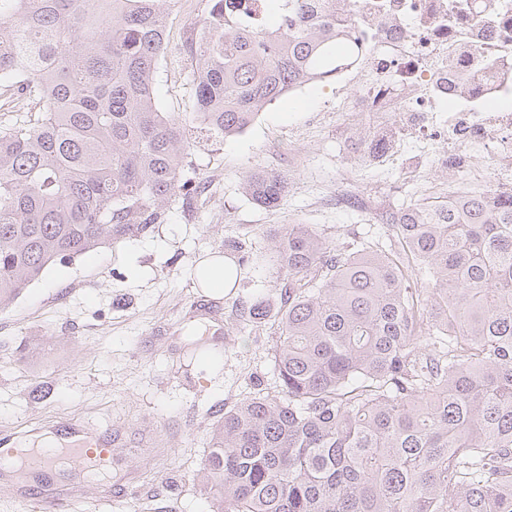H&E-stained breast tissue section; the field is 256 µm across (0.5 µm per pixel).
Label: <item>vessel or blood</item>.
<instances>
[{
	"mask_svg": "<svg viewBox=\"0 0 512 512\" xmlns=\"http://www.w3.org/2000/svg\"><path fill=\"white\" fill-rule=\"evenodd\" d=\"M191 314L211 319L212 335H223L224 323L215 303L198 300ZM52 431L56 435L54 444L33 448L16 447L12 436L1 434L0 469H10L22 486L32 481L47 483L63 473H87L110 463L122 445L118 432L73 419L57 423Z\"/></svg>",
	"mask_w": 512,
	"mask_h": 512,
	"instance_id": "vessel-or-blood-1",
	"label": "vessel or blood"
}]
</instances>
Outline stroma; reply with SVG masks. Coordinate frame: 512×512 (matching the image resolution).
Instances as JSON below:
<instances>
[{
    "label": "stroma",
    "mask_w": 512,
    "mask_h": 512,
    "mask_svg": "<svg viewBox=\"0 0 512 512\" xmlns=\"http://www.w3.org/2000/svg\"><path fill=\"white\" fill-rule=\"evenodd\" d=\"M194 22L171 15L155 78L160 110L183 118L192 110L183 45ZM357 93L314 81L227 140L189 124L198 177L190 203H172L167 222L147 236L48 266L0 309V431L25 438L34 426L74 417L121 431L127 446L116 476L85 479L62 512H125L131 503L139 512H215L200 471L211 435L226 408L274 379L272 329L239 315L256 296L277 303L286 281L269 232L324 224L340 245L373 213L427 201L428 186L448 185L446 171L429 162L403 172L352 160L337 128ZM254 169L288 174L277 207L246 194ZM354 186L365 203H337ZM231 238L245 241L251 261L239 285L215 297L224 333L208 336L203 360L193 340L206 327L189 317L208 294L196 270L222 259Z\"/></svg>",
    "instance_id": "obj_1"
}]
</instances>
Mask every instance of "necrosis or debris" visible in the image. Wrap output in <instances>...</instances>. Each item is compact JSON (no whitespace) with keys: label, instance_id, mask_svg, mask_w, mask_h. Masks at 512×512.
<instances>
[{"label":"necrosis or debris","instance_id":"4bbe7bcc","mask_svg":"<svg viewBox=\"0 0 512 512\" xmlns=\"http://www.w3.org/2000/svg\"><path fill=\"white\" fill-rule=\"evenodd\" d=\"M350 17L361 48L336 70V83L358 82L345 125L365 117L380 148L377 161L403 164L398 132L441 141L452 179H492L512 194V0H329ZM497 108H489V101ZM484 152L488 168L473 157Z\"/></svg>","mask_w":512,"mask_h":512}]
</instances>
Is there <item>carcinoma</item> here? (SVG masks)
<instances>
[{
	"mask_svg": "<svg viewBox=\"0 0 512 512\" xmlns=\"http://www.w3.org/2000/svg\"><path fill=\"white\" fill-rule=\"evenodd\" d=\"M204 2L184 51L192 121L218 137L351 55L353 20L327 0H285L260 30L239 21L247 0ZM175 5L0 0V79L43 103L0 127V306L192 196L186 123L154 97ZM287 188L275 170L245 179L268 208ZM390 226L340 248L315 224L276 233L278 307L241 309L276 327L275 385L210 439L204 492L220 512H512V197L411 203ZM224 253L248 262L241 242Z\"/></svg>",
	"mask_w": 512,
	"mask_h": 512,
	"instance_id": "carcinoma-1",
	"label": "carcinoma"
}]
</instances>
